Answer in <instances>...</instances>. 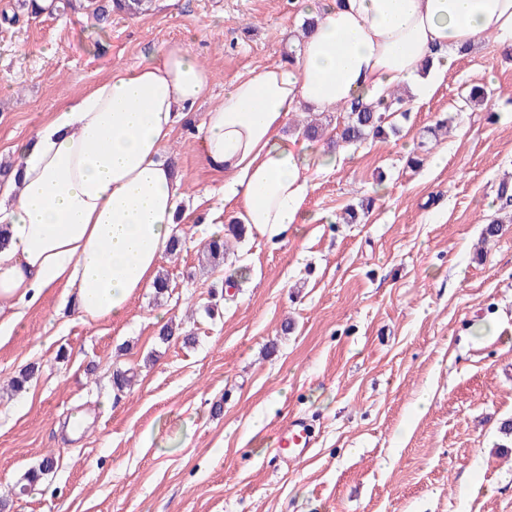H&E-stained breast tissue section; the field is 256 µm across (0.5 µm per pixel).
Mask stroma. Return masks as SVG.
<instances>
[{
	"label": "stroma",
	"mask_w": 512,
	"mask_h": 512,
	"mask_svg": "<svg viewBox=\"0 0 512 512\" xmlns=\"http://www.w3.org/2000/svg\"><path fill=\"white\" fill-rule=\"evenodd\" d=\"M301 36L295 0H154L101 25L0 0L2 162L166 44L214 74L166 148L183 184V246L160 266L169 294L144 289L124 323H86L60 285L0 331L6 512H512V226L481 239L512 180V52L480 39L396 117L398 136L313 174L302 208L315 223L277 244L248 231L223 265L199 266L231 219L223 173L194 148L201 115L233 81L284 65ZM474 85L494 109L466 105ZM380 186L357 223H339ZM30 367L24 392L2 393ZM129 368L135 384L115 393L113 372ZM294 417L315 434L299 462L276 451ZM49 454L54 472L20 492Z\"/></svg>",
	"instance_id": "1"
}]
</instances>
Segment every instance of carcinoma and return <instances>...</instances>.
Segmentation results:
<instances>
[{"label": "carcinoma", "instance_id": "1", "mask_svg": "<svg viewBox=\"0 0 512 512\" xmlns=\"http://www.w3.org/2000/svg\"><path fill=\"white\" fill-rule=\"evenodd\" d=\"M34 12L48 10L65 14L77 8L86 11L97 22L103 23L112 17V14H122L134 18L148 12L153 0H50L46 6L38 4V0H30ZM343 112V126L339 138L347 145H357L373 136L375 138L397 134L398 128L392 124L391 116L400 113L405 116L410 112L408 100L400 91L395 90L388 96L380 98L373 105H364L358 101L341 108ZM246 231L243 224H229L224 230V236H215L207 241L204 246L205 257L208 262L217 264L224 260V252L228 248L230 239H240ZM56 463L53 458L45 457L38 466L30 469L25 476L26 483L20 489L27 488L55 469Z\"/></svg>", "mask_w": 512, "mask_h": 512}]
</instances>
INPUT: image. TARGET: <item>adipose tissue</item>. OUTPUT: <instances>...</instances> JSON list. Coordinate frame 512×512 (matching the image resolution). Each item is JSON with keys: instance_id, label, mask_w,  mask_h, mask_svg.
<instances>
[{"instance_id": "1", "label": "adipose tissue", "mask_w": 512, "mask_h": 512, "mask_svg": "<svg viewBox=\"0 0 512 512\" xmlns=\"http://www.w3.org/2000/svg\"><path fill=\"white\" fill-rule=\"evenodd\" d=\"M316 24L296 65L232 82L202 115L197 150L224 175L236 223L269 241L305 223L310 175L340 165L344 149L311 155L285 125L309 107L370 104L399 89L426 96L460 48L492 36L512 46V0H301ZM211 71L168 44L58 112L16 143L0 178V320L65 284L84 321L122 322L154 284L175 234L182 185L165 155L181 110L203 100Z\"/></svg>"}]
</instances>
